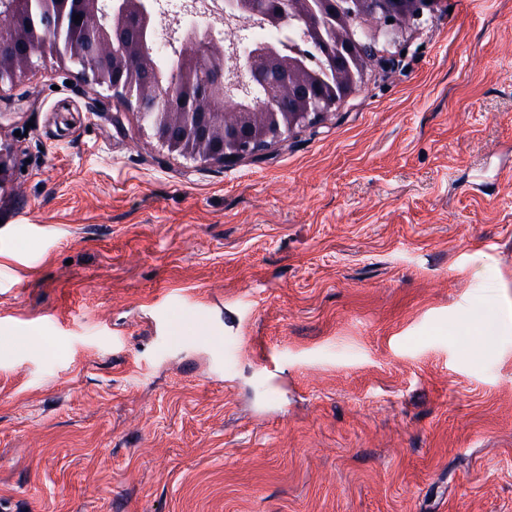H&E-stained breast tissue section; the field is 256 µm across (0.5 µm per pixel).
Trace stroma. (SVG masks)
Instances as JSON below:
<instances>
[{
    "mask_svg": "<svg viewBox=\"0 0 512 512\" xmlns=\"http://www.w3.org/2000/svg\"><path fill=\"white\" fill-rule=\"evenodd\" d=\"M3 148L9 512H512V0L232 166L48 52Z\"/></svg>",
    "mask_w": 512,
    "mask_h": 512,
    "instance_id": "1",
    "label": "stroma"
}]
</instances>
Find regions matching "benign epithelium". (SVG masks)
I'll return each mask as SVG.
<instances>
[{"mask_svg":"<svg viewBox=\"0 0 512 512\" xmlns=\"http://www.w3.org/2000/svg\"><path fill=\"white\" fill-rule=\"evenodd\" d=\"M57 14H44L55 31L49 42L37 41L29 27L14 18L43 0H0V76L15 83L46 50L62 62L82 67L93 83L112 97L135 103L141 120L155 139L171 152L230 165L281 140L295 129L321 122L359 89L365 70L378 65L388 70L397 55L380 46L408 41L410 32L435 13L442 0H354L348 12L336 0V14L325 13L326 0H279V7L299 16L298 33L304 43L291 48L303 63L295 69L300 84L312 78L323 83L320 95H299L289 112L255 111L243 105L242 88L264 82L256 69L243 73L242 53L227 51L211 23L185 24L174 16L166 26L168 44L179 67L157 69L146 85L130 88L140 65L152 54L139 28L165 14L152 0H56ZM258 0H224V16L256 17ZM80 20H75V17ZM393 22H388V19ZM162 102L176 104L167 112Z\"/></svg>","mask_w":512,"mask_h":512,"instance_id":"7a95c632","label":"benign epithelium"}]
</instances>
